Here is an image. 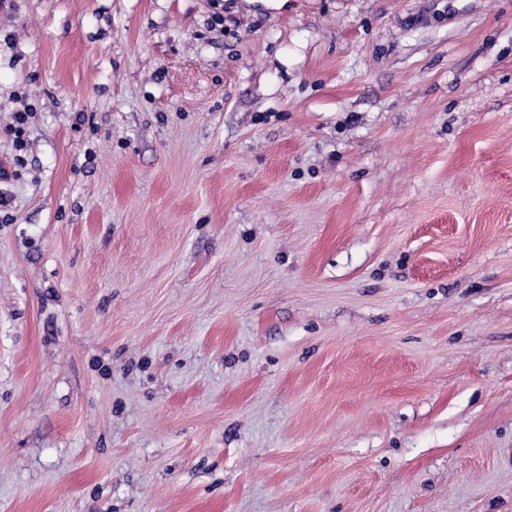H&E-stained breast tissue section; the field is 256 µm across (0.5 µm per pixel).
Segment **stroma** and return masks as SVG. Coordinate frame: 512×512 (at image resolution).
Returning <instances> with one entry per match:
<instances>
[{"label": "stroma", "instance_id": "stroma-1", "mask_svg": "<svg viewBox=\"0 0 512 512\" xmlns=\"http://www.w3.org/2000/svg\"><path fill=\"white\" fill-rule=\"evenodd\" d=\"M0 198V512H512V0H0Z\"/></svg>", "mask_w": 512, "mask_h": 512}]
</instances>
